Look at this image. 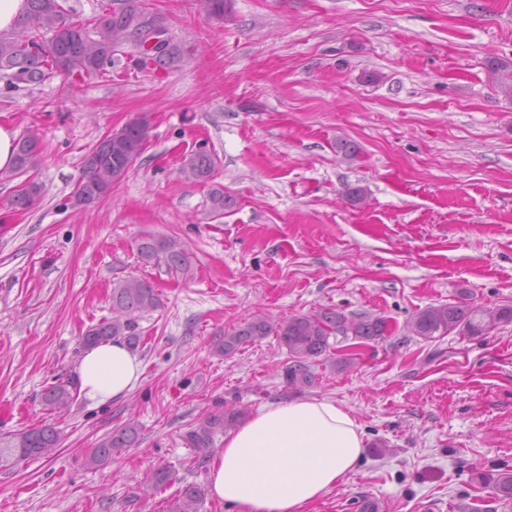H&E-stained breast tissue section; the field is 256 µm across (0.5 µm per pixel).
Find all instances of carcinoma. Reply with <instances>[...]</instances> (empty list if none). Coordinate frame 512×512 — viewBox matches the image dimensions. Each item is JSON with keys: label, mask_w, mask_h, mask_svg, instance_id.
Wrapping results in <instances>:
<instances>
[{"label": "carcinoma", "mask_w": 512, "mask_h": 512, "mask_svg": "<svg viewBox=\"0 0 512 512\" xmlns=\"http://www.w3.org/2000/svg\"><path fill=\"white\" fill-rule=\"evenodd\" d=\"M42 29L51 34L49 48L43 49L37 38L23 39L0 34V78L9 85H38L55 72L67 77L84 79L112 74L116 66V48L130 42L135 47V66L140 70L171 69L184 61L185 50L167 37L162 49L151 53L144 48L145 32L166 29L164 21L148 17L139 11L133 0H122L117 7H110L101 15L93 28L72 20L59 0H27L26 11L16 22V28ZM491 68L503 73L500 90L512 95V64L499 60L490 62ZM147 117L138 116L125 126L127 154H118L112 148V138L107 135L89 149L83 158L82 175L71 196L74 206L94 204L112 191V186L123 179L131 166L144 151L141 125ZM41 154L36 135L24 134L16 142L14 170L33 167ZM215 171L211 155L196 152L184 159L180 174L187 180L208 184ZM42 188L35 182L20 189L10 200V205L22 210L34 207L41 198ZM138 255L146 264L165 265L168 272L182 277L191 275L189 253L182 242L174 237H149L137 246ZM158 295L150 283L141 279H127L112 288V318L90 327L82 338L85 346L98 344L112 338H123L132 345L140 342L136 332L137 315L155 310ZM512 323V305L488 308L456 302L430 305L413 313L405 330L412 336L431 339L448 335L459 329L471 336H482L501 325ZM389 332L388 320L380 316L348 319L333 309L300 314L276 325L263 318L246 321L232 332L224 334L219 352L236 353L242 346L254 343L271 334L277 336L288 349L291 362L286 369L288 388L301 391L313 385L315 375L312 364L330 352L329 339L337 334L354 340H376ZM74 400L66 384L53 385L44 390L41 401L49 410H67ZM240 413L224 410L206 416L183 436L187 447L196 458L206 459L214 448L215 437L239 422ZM139 435V424L130 419L108 433L101 443L87 456L88 465L99 468L112 463V455L132 447ZM62 441L61 433L51 424L33 427L7 436L0 435V468H7L21 460L49 458ZM494 498L512 499V469H503L486 478ZM204 497L202 488L188 483L180 489L173 512H198Z\"/></svg>", "instance_id": "carcinoma-1"}]
</instances>
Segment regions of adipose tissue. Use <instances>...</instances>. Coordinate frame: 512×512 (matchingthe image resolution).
<instances>
[{
  "label": "adipose tissue",
  "mask_w": 512,
  "mask_h": 512,
  "mask_svg": "<svg viewBox=\"0 0 512 512\" xmlns=\"http://www.w3.org/2000/svg\"><path fill=\"white\" fill-rule=\"evenodd\" d=\"M77 372L81 393L97 404L125 398L143 374L120 340L87 348ZM364 445L356 419L332 399L275 402L226 433L210 465L209 494L239 512H307L346 481Z\"/></svg>",
  "instance_id": "1"
}]
</instances>
